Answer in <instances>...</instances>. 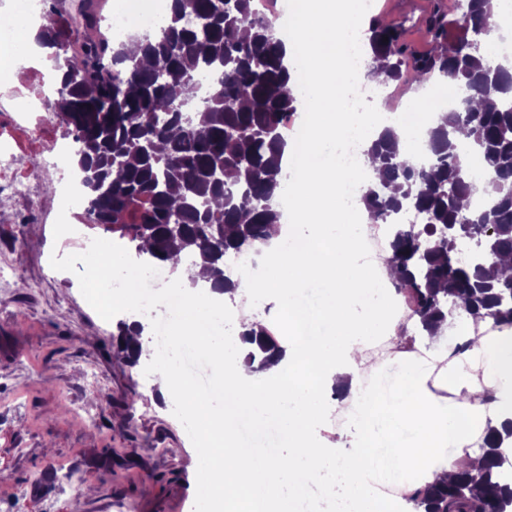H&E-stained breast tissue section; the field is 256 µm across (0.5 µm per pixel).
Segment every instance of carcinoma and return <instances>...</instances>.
Wrapping results in <instances>:
<instances>
[{"mask_svg": "<svg viewBox=\"0 0 512 512\" xmlns=\"http://www.w3.org/2000/svg\"><path fill=\"white\" fill-rule=\"evenodd\" d=\"M82 3L85 30L98 29L94 0ZM492 17V0H467L452 19L433 6L426 54L405 44L396 22L374 16L368 23L369 77L439 76L462 91L428 132V165L403 154L391 129L364 151L379 180L361 201L376 221L409 208L424 216L392 241L394 283L424 330L445 318L450 297L468 314L512 324V277H500L494 263L512 254V64H494L482 46H466L473 34L487 36ZM42 20L37 43L60 59L49 109L75 141L89 223L119 233L155 262L175 267L190 257L195 266L200 258L214 284L232 287L224 254L254 247L280 222V124L303 102L275 26L252 14V0H228L222 9L215 0H172L164 25L138 37L145 65L101 37H87L83 55L63 57L54 12ZM203 70L212 80L199 103ZM142 332L120 321L112 334L129 365L139 361V344L127 337ZM249 344L245 362L264 370L269 343ZM502 444L482 447L486 469L421 491L424 512L511 509Z\"/></svg>", "mask_w": 512, "mask_h": 512, "instance_id": "cac0c4a2", "label": "carcinoma"}]
</instances>
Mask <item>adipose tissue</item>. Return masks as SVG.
Returning <instances> with one entry per match:
<instances>
[{"label": "adipose tissue", "instance_id": "ef3b65f1", "mask_svg": "<svg viewBox=\"0 0 512 512\" xmlns=\"http://www.w3.org/2000/svg\"><path fill=\"white\" fill-rule=\"evenodd\" d=\"M365 30L361 0H300L286 46L304 48L316 74L308 95L311 170L288 186L294 224L269 229L276 252L264 278L244 274L234 292L219 298L228 304L234 294L252 292L279 300L293 329L305 320L292 304L294 291L319 284L329 296L318 325L302 339L293 332L277 337L281 354L261 371L238 359L235 341L203 340L224 371L226 406L240 415L277 414L288 453L261 458L241 450L232 429L217 431L212 410L195 404L189 386L181 388L195 406L197 427L216 446L202 487L266 488L250 512H289L276 485L287 483L293 495L309 483L325 485L340 448L346 454L337 476L356 512H420L416 492L482 469L486 438L512 419V325L492 329L484 318L452 312L419 341H408V325L386 318L401 302L389 287L391 261L381 264L377 281L358 253L361 225L372 216L347 213L341 185L348 173L336 146L348 138L368 145L381 134L342 108L352 90L344 47L361 44ZM357 304L364 314L354 313ZM391 363L396 373L382 388L358 384V372L376 373ZM331 387L339 390L352 429L325 440L317 430L325 418L322 391Z\"/></svg>", "mask_w": 512, "mask_h": 512}]
</instances>
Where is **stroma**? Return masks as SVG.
I'll return each instance as SVG.
<instances>
[{
  "label": "stroma",
  "instance_id": "stroma-1",
  "mask_svg": "<svg viewBox=\"0 0 512 512\" xmlns=\"http://www.w3.org/2000/svg\"><path fill=\"white\" fill-rule=\"evenodd\" d=\"M57 225L0 223V512H210L204 458L159 375L119 360Z\"/></svg>",
  "mask_w": 512,
  "mask_h": 512
}]
</instances>
